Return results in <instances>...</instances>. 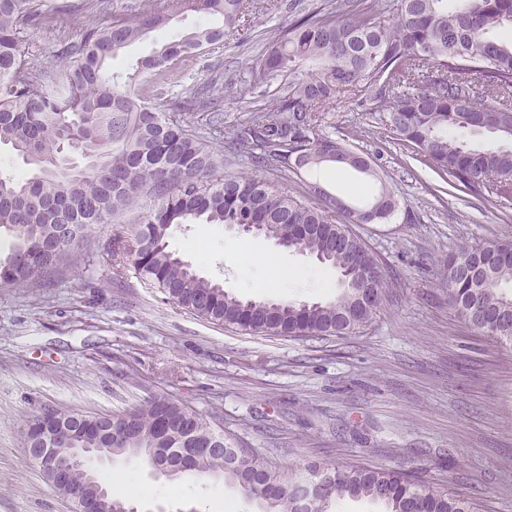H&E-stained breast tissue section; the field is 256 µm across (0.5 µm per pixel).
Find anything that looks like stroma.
I'll return each instance as SVG.
<instances>
[{"label": "stroma", "mask_w": 512, "mask_h": 512, "mask_svg": "<svg viewBox=\"0 0 512 512\" xmlns=\"http://www.w3.org/2000/svg\"><path fill=\"white\" fill-rule=\"evenodd\" d=\"M289 0H244L246 42L225 38L219 52L188 59L193 83L223 74L224 124L260 106L239 96L247 75L287 26ZM146 0H112L108 14H82L64 32L33 28L26 43L40 66L54 63L60 35L79 37L131 17ZM202 22L180 12L168 26L127 47L112 62L126 72L158 42L179 39ZM323 132L367 153L373 180L330 165L288 190L320 184L361 204L388 187L397 210L388 222L354 230L383 267L386 288L369 322L345 337L254 333L197 317L164 299L134 273L67 267L45 288H0V512H73L27 456L23 436L43 408L116 413L148 392L213 418L244 444L288 469L318 461L360 464L414 475L473 499L478 512H512V349L479 335L448 304L442 279L449 254L464 244L512 239V204L442 184L393 133L386 113L339 94ZM242 242L269 255L242 266L225 255ZM168 249L202 276L249 300L253 280L266 299L312 304L335 298L338 274L313 255L224 224H184ZM300 269L314 290L284 294L282 269ZM114 492L164 512H255L220 483L191 484L157 474L141 460L101 466Z\"/></svg>", "instance_id": "1"}]
</instances>
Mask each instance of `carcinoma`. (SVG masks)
<instances>
[{
  "mask_svg": "<svg viewBox=\"0 0 512 512\" xmlns=\"http://www.w3.org/2000/svg\"><path fill=\"white\" fill-rule=\"evenodd\" d=\"M205 23L158 45L125 76L111 61L143 36L165 27L177 5ZM388 22L370 0L323 4L293 16L281 37L239 88L270 93L287 79L272 105L224 127V97L210 81L178 94L176 62L188 53L214 52L224 37L240 36L243 0H157L133 18L115 16L62 39L56 61L39 67L24 49L31 28L62 24L83 12L108 13L112 0H0V145L29 167L0 178V229L11 233L0 258V288H39L63 266L107 257L126 266L165 299L208 321L280 336H344L376 312L384 274L378 259L350 229L381 223L396 202L386 188L342 210L338 197L309 185L307 202L276 180L224 171L237 163L275 171L286 181L324 164L342 163L379 178L371 157L319 132V113L348 89L359 102L387 113L399 139L443 179L477 195L512 200V43L492 32L512 27V0H392ZM312 69L297 73L301 63ZM484 130L498 145H476ZM86 160L78 167L67 157ZM260 224L262 234L288 249L307 251L340 274L336 298L315 304L243 300L199 274L168 250L173 227ZM112 225L100 250L86 249L93 230ZM376 270L374 299L361 302L362 269ZM448 305L469 326L512 347V240L462 247L445 264ZM51 439L56 448H96L102 455L149 459V449L174 461L180 448H209L189 471L167 477L221 481L261 512H304L298 505L304 474L284 470L249 450L224 428L170 397L150 393L143 403L110 418L58 412L28 425L25 447ZM72 484L89 496L106 487L92 467L77 468ZM274 493L269 494L267 490ZM367 500L383 512H475L462 495L440 491L388 468L335 467L318 488L313 512L343 500Z\"/></svg>",
  "mask_w": 512,
  "mask_h": 512,
  "instance_id": "cac0c4a2",
  "label": "carcinoma"
}]
</instances>
